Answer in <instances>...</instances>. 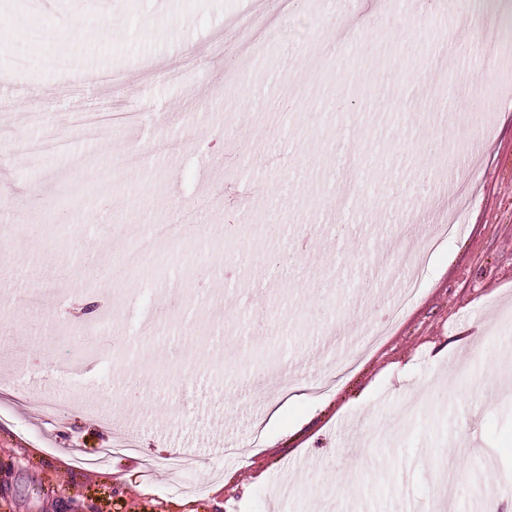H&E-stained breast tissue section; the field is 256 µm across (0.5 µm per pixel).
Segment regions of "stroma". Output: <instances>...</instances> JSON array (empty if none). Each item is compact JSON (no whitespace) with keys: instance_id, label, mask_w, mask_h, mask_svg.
Instances as JSON below:
<instances>
[{"instance_id":"35a3bbf8","label":"stroma","mask_w":512,"mask_h":512,"mask_svg":"<svg viewBox=\"0 0 512 512\" xmlns=\"http://www.w3.org/2000/svg\"><path fill=\"white\" fill-rule=\"evenodd\" d=\"M385 2L379 25L357 27L362 0L338 18L325 0H270L238 80L217 67L224 27L255 0H0V169L24 188L0 256L22 287L52 278L59 295L0 318V512H312L339 479L344 495L321 512H422L450 461L449 512L489 498L512 512V44L491 70L473 43L441 65L457 12L483 18L488 0L440 14ZM339 36L350 68L315 72ZM288 48L291 74L276 67ZM77 107L109 115L106 132L74 136L64 155L12 153L42 132L29 113L60 121ZM159 139L182 146L148 154ZM330 172L363 178L366 194L336 210ZM143 198L153 223L194 207L205 231L160 242L109 285L53 278L88 250L107 257L113 225L135 234ZM30 214L45 229L35 245ZM446 218L460 231L414 303L312 394L344 338L391 313L371 272L400 258L391 235L417 240ZM87 300L126 328L152 316L184 330L126 361L97 337L90 358L66 317ZM47 396L65 405L53 420L38 409ZM126 434L152 473L122 457L93 465ZM175 454L195 469L169 474Z\"/></svg>"}]
</instances>
